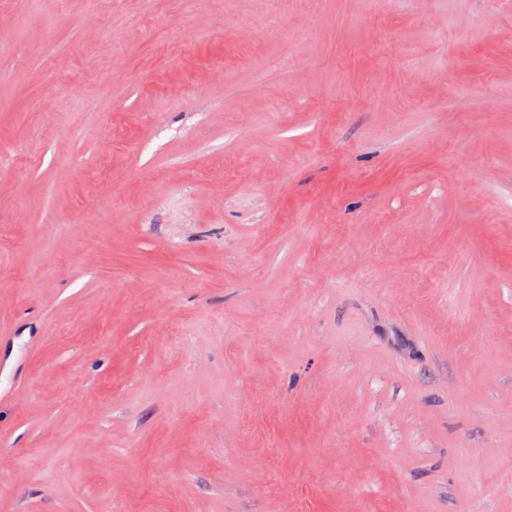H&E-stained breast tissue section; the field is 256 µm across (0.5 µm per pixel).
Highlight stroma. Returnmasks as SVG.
Here are the masks:
<instances>
[{
    "instance_id": "35a3bbf8",
    "label": "stroma",
    "mask_w": 512,
    "mask_h": 512,
    "mask_svg": "<svg viewBox=\"0 0 512 512\" xmlns=\"http://www.w3.org/2000/svg\"><path fill=\"white\" fill-rule=\"evenodd\" d=\"M0 512H512V0H0Z\"/></svg>"
}]
</instances>
